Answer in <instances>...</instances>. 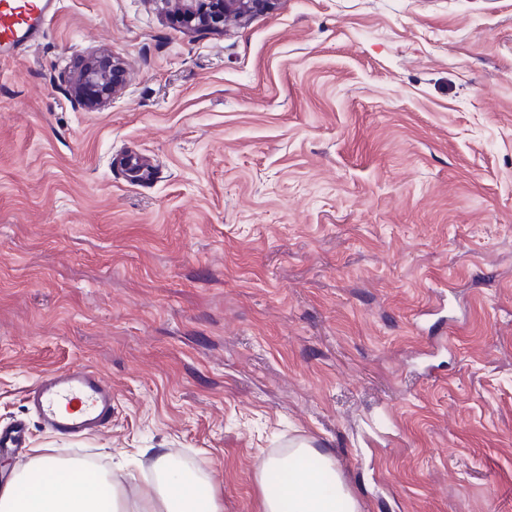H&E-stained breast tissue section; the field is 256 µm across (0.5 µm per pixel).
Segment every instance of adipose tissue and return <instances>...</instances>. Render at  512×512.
<instances>
[{
    "label": "adipose tissue",
    "mask_w": 512,
    "mask_h": 512,
    "mask_svg": "<svg viewBox=\"0 0 512 512\" xmlns=\"http://www.w3.org/2000/svg\"><path fill=\"white\" fill-rule=\"evenodd\" d=\"M314 456L322 464L317 471L306 465ZM258 469L260 512H361L332 456L307 442L266 457ZM153 470V480L131 484L113 469L38 452L0 486V512H224V497L204 466H175L163 451Z\"/></svg>",
    "instance_id": "adipose-tissue-1"
}]
</instances>
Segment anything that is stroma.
<instances>
[{
	"instance_id": "1",
	"label": "stroma",
	"mask_w": 512,
	"mask_h": 512,
	"mask_svg": "<svg viewBox=\"0 0 512 512\" xmlns=\"http://www.w3.org/2000/svg\"><path fill=\"white\" fill-rule=\"evenodd\" d=\"M125 87L93 112L74 63ZM100 431L31 411L74 365ZM0 482L33 449L135 481L329 453L363 512H512V0H279L188 32L160 0H62L0 63ZM123 63L112 53L91 52L83 56L80 66L69 78V94L87 110L106 107L122 88ZM44 423L62 436L86 435L112 419V388L94 369L74 366L31 393Z\"/></svg>"
}]
</instances>
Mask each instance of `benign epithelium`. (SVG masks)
<instances>
[{
    "label": "benign epithelium",
    "instance_id": "obj_1",
    "mask_svg": "<svg viewBox=\"0 0 512 512\" xmlns=\"http://www.w3.org/2000/svg\"><path fill=\"white\" fill-rule=\"evenodd\" d=\"M168 15L188 31L220 32L230 23L273 8L274 0H161ZM123 63L105 51L83 56L69 78V94L87 110L106 107L122 88Z\"/></svg>",
    "mask_w": 512,
    "mask_h": 512
}]
</instances>
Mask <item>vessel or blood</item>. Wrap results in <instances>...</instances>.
I'll return each instance as SVG.
<instances>
[{
  "label": "vessel or blood",
  "mask_w": 512,
  "mask_h": 512,
  "mask_svg": "<svg viewBox=\"0 0 512 512\" xmlns=\"http://www.w3.org/2000/svg\"><path fill=\"white\" fill-rule=\"evenodd\" d=\"M59 0H0V59L54 20ZM44 423L62 436L86 435L112 418V389L94 369L72 367L44 380L31 394Z\"/></svg>",
  "instance_id": "obj_1"
}]
</instances>
